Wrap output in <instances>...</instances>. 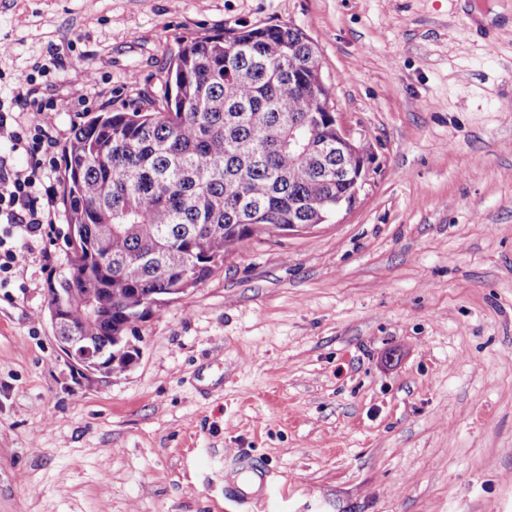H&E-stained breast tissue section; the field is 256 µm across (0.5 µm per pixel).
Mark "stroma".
Returning a JSON list of instances; mask_svg holds the SVG:
<instances>
[{"label": "stroma", "mask_w": 512, "mask_h": 512, "mask_svg": "<svg viewBox=\"0 0 512 512\" xmlns=\"http://www.w3.org/2000/svg\"><path fill=\"white\" fill-rule=\"evenodd\" d=\"M492 15L482 23L480 15ZM289 24L374 155L353 207L261 236L87 372L47 290L0 288V512H512V0H0V101L76 124L160 96L183 37ZM272 475L261 508L232 457Z\"/></svg>", "instance_id": "35a3bbf8"}]
</instances>
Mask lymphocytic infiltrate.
Wrapping results in <instances>:
<instances>
[{"label":"lymphocytic infiltrate","mask_w":512,"mask_h":512,"mask_svg":"<svg viewBox=\"0 0 512 512\" xmlns=\"http://www.w3.org/2000/svg\"><path fill=\"white\" fill-rule=\"evenodd\" d=\"M59 118L56 105L38 106L32 128L13 126V113L0 110V140L23 146L29 156L24 169L6 167L0 162V286L25 260L24 251L12 242L15 229H22L29 241L48 238L54 220L52 186L37 189L39 173L51 159L49 129Z\"/></svg>","instance_id":"obj_1"}]
</instances>
